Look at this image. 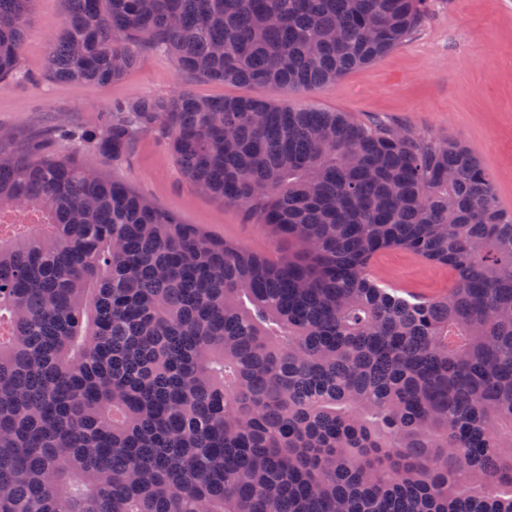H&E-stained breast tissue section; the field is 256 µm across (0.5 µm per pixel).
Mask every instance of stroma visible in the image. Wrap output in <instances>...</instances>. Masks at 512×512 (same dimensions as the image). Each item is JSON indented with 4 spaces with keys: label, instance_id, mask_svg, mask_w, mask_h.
<instances>
[{
    "label": "stroma",
    "instance_id": "stroma-1",
    "mask_svg": "<svg viewBox=\"0 0 512 512\" xmlns=\"http://www.w3.org/2000/svg\"><path fill=\"white\" fill-rule=\"evenodd\" d=\"M67 0H34L32 30L22 47L25 79L0 88V131L16 144L44 143L56 155L74 153L59 140L58 123L98 124L112 105L146 95L186 90L203 98L250 97L261 88L224 83L180 71L170 56L141 48L139 64L119 81L100 85L60 82L43 70L50 37L58 34ZM275 103L343 112L366 123L402 126L426 138L466 146L484 163L501 208L512 212V0H431L411 38L374 64L347 73L308 93L275 96ZM82 164L130 185L158 207L207 234L276 257L266 227L223 199L199 192L181 173L159 131L142 136L118 161L85 151ZM374 275L420 297L447 293L448 268L403 249H389L372 262Z\"/></svg>",
    "mask_w": 512,
    "mask_h": 512
}]
</instances>
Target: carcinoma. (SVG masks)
Segmentation results:
<instances>
[{
    "label": "carcinoma",
    "mask_w": 512,
    "mask_h": 512,
    "mask_svg": "<svg viewBox=\"0 0 512 512\" xmlns=\"http://www.w3.org/2000/svg\"><path fill=\"white\" fill-rule=\"evenodd\" d=\"M33 0H0V87ZM44 68L107 84L147 46L271 93L403 44L427 0H68ZM182 174L270 259L98 169L0 138V512H512V213L446 138L181 90L57 133ZM401 248L454 276L377 281ZM371 269L377 278L406 287L420 297L443 295L453 283V274L448 268L434 265L403 249L381 252L373 260Z\"/></svg>",
    "instance_id": "obj_1"
}]
</instances>
